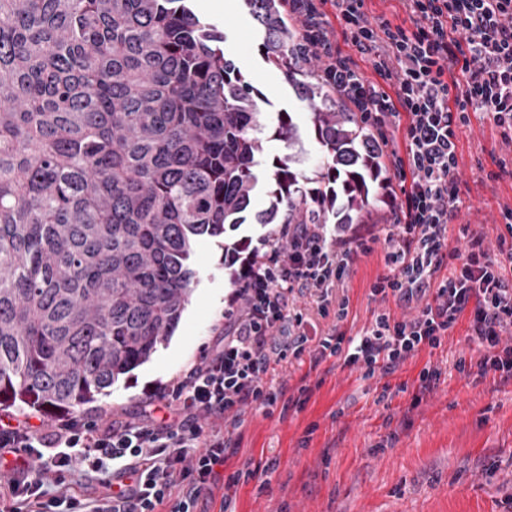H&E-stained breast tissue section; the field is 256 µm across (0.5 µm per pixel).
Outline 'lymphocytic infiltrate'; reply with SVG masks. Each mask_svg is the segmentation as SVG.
I'll return each mask as SVG.
<instances>
[{
    "instance_id": "f902f5d3",
    "label": "lymphocytic infiltrate",
    "mask_w": 512,
    "mask_h": 512,
    "mask_svg": "<svg viewBox=\"0 0 512 512\" xmlns=\"http://www.w3.org/2000/svg\"><path fill=\"white\" fill-rule=\"evenodd\" d=\"M328 1L337 36L322 11ZM306 2L337 95L355 101L390 149L400 185L389 223L285 225V248L255 254L229 294L215 347L148 402L151 413L166 409L163 418L101 427L68 417L47 430L25 419L0 423V460H13L0 480V512H197L247 409L270 415L283 400L304 407L307 388L286 397L271 379L274 365L316 367L338 357L364 377H386L442 346L464 315L479 358L458 361V370L512 380V209L503 213L507 236L497 250L475 229L461 245L448 242L460 203L461 129L481 112L512 145V0H403L407 28L372 19L365 0ZM345 44L370 59L379 83L365 81ZM379 245L388 271L371 295L394 300L404 314L380 310L360 334L347 335L342 289ZM301 297L315 314L297 307ZM320 317L330 319L328 329H319ZM211 416L223 429L205 426ZM75 474L98 493H71Z\"/></svg>"
}]
</instances>
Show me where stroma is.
Instances as JSON below:
<instances>
[{
  "mask_svg": "<svg viewBox=\"0 0 512 512\" xmlns=\"http://www.w3.org/2000/svg\"><path fill=\"white\" fill-rule=\"evenodd\" d=\"M191 8L224 34L222 48L263 94L259 107L268 123L288 112L296 125L292 143L264 140L258 154L261 177L253 208L269 205L265 162L286 156L304 175L321 166L323 155L310 134L311 105L264 60L261 34L244 0L234 13L191 0ZM460 212L449 226V241L462 243L464 226L482 230L489 246L504 233V208H512V177H496V161L512 154L499 128L485 114L472 115L457 142ZM193 296L167 343L80 415L88 422H139L144 406L203 356V347L224 326V302L232 285L224 268V240L201 242L194 262ZM383 250L362 259L347 281L350 311L344 329L353 336L368 327L380 307L395 316V301L379 305L370 297L386 273ZM460 319L442 346L408 360L394 374L370 379L328 358L276 366L273 378L286 394L308 385L303 410L265 416L248 409L226 453L225 474L242 465L253 479L204 497L201 512H512V383L495 375L480 381L456 367L475 352L465 342ZM441 373L437 388L420 397L424 366Z\"/></svg>",
  "mask_w": 512,
  "mask_h": 512,
  "instance_id": "stroma-1",
  "label": "stroma"
}]
</instances>
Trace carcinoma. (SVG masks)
I'll use <instances>...</instances> for the list:
<instances>
[{
    "label": "carcinoma",
    "instance_id": "carcinoma-1",
    "mask_svg": "<svg viewBox=\"0 0 512 512\" xmlns=\"http://www.w3.org/2000/svg\"><path fill=\"white\" fill-rule=\"evenodd\" d=\"M190 0H0V407L77 411L147 362L189 304L199 243L258 224H367L388 187L372 127L324 78L294 0H245L312 104L325 161L273 160L253 212L258 100ZM252 241L224 244L238 283Z\"/></svg>",
    "mask_w": 512,
    "mask_h": 512
}]
</instances>
